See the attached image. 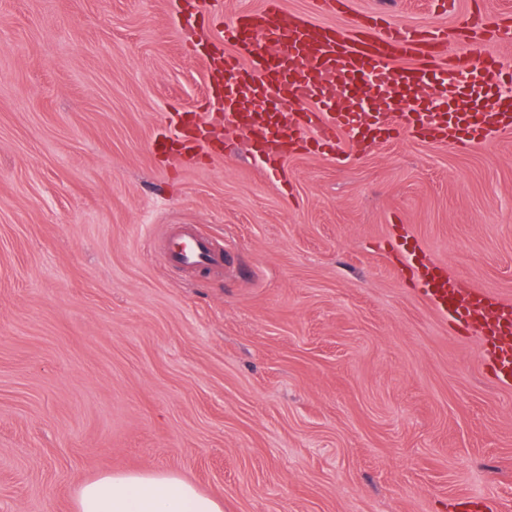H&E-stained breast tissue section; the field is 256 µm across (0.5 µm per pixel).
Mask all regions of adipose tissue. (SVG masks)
<instances>
[{"mask_svg":"<svg viewBox=\"0 0 512 512\" xmlns=\"http://www.w3.org/2000/svg\"><path fill=\"white\" fill-rule=\"evenodd\" d=\"M74 512H224L223 501L165 471L108 472L78 485Z\"/></svg>","mask_w":512,"mask_h":512,"instance_id":"1","label":"adipose tissue"}]
</instances>
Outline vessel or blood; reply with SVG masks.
Listing matches in <instances>:
<instances>
[{
    "mask_svg": "<svg viewBox=\"0 0 512 512\" xmlns=\"http://www.w3.org/2000/svg\"><path fill=\"white\" fill-rule=\"evenodd\" d=\"M313 7L310 18L265 0L225 25L230 50L210 61L224 76L225 125L247 133L272 165L310 147L341 160L403 135L461 145L512 130V68L496 52L512 42L511 24L472 12L457 22L452 40L445 29H405L375 14L341 29L323 18L341 12L344 0H314ZM192 125L177 149L157 139L153 152L190 162L214 132L209 116ZM167 259L182 271L214 270L223 268L224 250L183 225L170 237ZM408 270L461 333L481 336L486 374L512 385V303L466 287L420 255Z\"/></svg>",
    "mask_w": 512,
    "mask_h": 512,
    "instance_id": "vessel-or-blood-1",
    "label": "vessel or blood"
}]
</instances>
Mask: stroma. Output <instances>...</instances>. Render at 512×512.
<instances>
[{
    "mask_svg": "<svg viewBox=\"0 0 512 512\" xmlns=\"http://www.w3.org/2000/svg\"><path fill=\"white\" fill-rule=\"evenodd\" d=\"M264 0H0V512L170 471L224 512H512V386L390 246L512 300V133L414 137L269 170L234 130L150 149L218 107L209 57ZM404 28L512 0H346ZM169 224L223 274L165 262ZM193 131L187 132L183 127V133L178 139V148L175 152H170L169 139L166 137L164 140L155 139L152 142V150L155 153L170 154V159L175 164H186L190 162L195 156L197 150L202 147L208 137L214 132V124L212 115L197 119L192 114Z\"/></svg>",
    "mask_w": 512,
    "mask_h": 512,
    "instance_id": "stroma-1",
    "label": "stroma"
}]
</instances>
